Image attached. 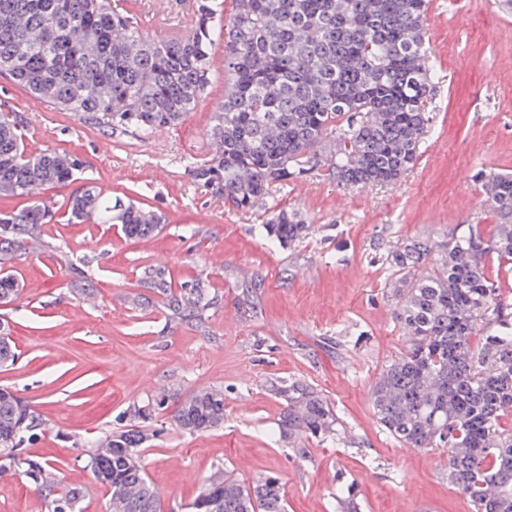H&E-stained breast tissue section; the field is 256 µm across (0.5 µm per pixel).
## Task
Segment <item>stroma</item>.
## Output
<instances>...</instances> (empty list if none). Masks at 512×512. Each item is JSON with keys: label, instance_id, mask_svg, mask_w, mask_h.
<instances>
[{"label": "stroma", "instance_id": "stroma-1", "mask_svg": "<svg viewBox=\"0 0 512 512\" xmlns=\"http://www.w3.org/2000/svg\"><path fill=\"white\" fill-rule=\"evenodd\" d=\"M194 3L120 0L152 37L183 27ZM426 31L435 118L414 168L396 184L357 190L312 170L249 213L227 210L186 171L211 153V114L224 98L223 41L211 50L205 97L180 125L146 139L91 128L0 75V104L24 113L31 148L76 154L103 192L166 216L163 230L143 240L126 238L117 224H48L41 246L18 260L20 291L0 305L17 359L0 367V388L42 418L30 450L51 461L53 486L38 490L13 474L0 481V512H51L71 489L80 491L83 512H109L89 457L99 439L128 429L129 406L164 390L171 407L146 422L141 448L149 482L164 492L161 512H189L204 479L224 468L247 485L278 477L288 512H336L340 476L356 484L361 512H472L438 452L392 439L369 398L405 346L392 318L389 248L444 240L460 224L494 236L478 176L512 172V14L495 0H431ZM282 207L310 226L288 248L260 230ZM73 263L90 280V297L73 292ZM148 265L166 267L177 288L208 281L220 302L204 325L171 318L141 280ZM255 275L262 286L250 313L239 297ZM274 380L305 382L330 399L345 441L306 440L298 457L277 431L285 402L271 392ZM210 388L224 393L223 427L179 429L171 408Z\"/></svg>", "mask_w": 512, "mask_h": 512}]
</instances>
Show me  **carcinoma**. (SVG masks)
Listing matches in <instances>:
<instances>
[{"label": "carcinoma", "mask_w": 512, "mask_h": 512, "mask_svg": "<svg viewBox=\"0 0 512 512\" xmlns=\"http://www.w3.org/2000/svg\"><path fill=\"white\" fill-rule=\"evenodd\" d=\"M427 14L428 0H236L226 22L218 0H196L190 32L169 39L142 33L111 0H0V74L89 126L148 136L178 125L206 95L212 46L224 37L227 79L208 131L212 153L188 175L228 209L249 212L321 164L346 188L394 184L415 166L434 119ZM26 127L21 113L0 109V198L22 200L0 212V225H9L0 232L1 301L19 288L13 262L61 210L72 223L119 224L134 239L156 235L164 222L90 182L60 204L41 197L79 180L83 166L68 153L29 151ZM481 182L494 236L469 224L439 244L413 240L389 251L398 283L393 318L406 345L369 396L390 437L446 454L448 484L472 512H512V428L502 423L512 413V302L485 266L490 255L512 266V173L489 171ZM261 230L290 247L308 225L283 207ZM142 280L181 322L203 324L218 302L201 278L178 291L165 269L147 266ZM272 391L286 403L282 438H340L337 411L313 386L282 381ZM167 401L163 394L137 405L130 419L144 423ZM172 419L190 434L216 429L224 395L199 390ZM40 426L0 388V448L34 441ZM147 438L136 425L99 440L90 457L120 512H161L139 454ZM14 468L38 489L50 465L35 454L0 462V473ZM336 509L358 512L352 485L340 488ZM191 512H287V502L276 477L247 486L222 471L206 478Z\"/></svg>", "instance_id": "1"}]
</instances>
